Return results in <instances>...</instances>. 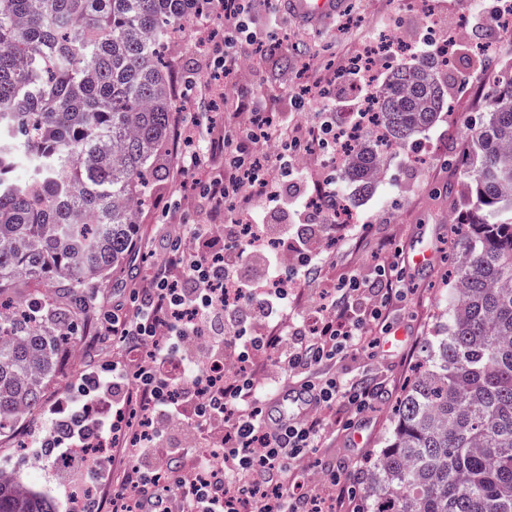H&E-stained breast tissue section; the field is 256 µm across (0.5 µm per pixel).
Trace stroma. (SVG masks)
Returning <instances> with one entry per match:
<instances>
[{"label": "stroma", "mask_w": 512, "mask_h": 512, "mask_svg": "<svg viewBox=\"0 0 512 512\" xmlns=\"http://www.w3.org/2000/svg\"><path fill=\"white\" fill-rule=\"evenodd\" d=\"M476 7V0H435L432 13L427 15L411 0H345L342 12L319 25L308 26L288 13L283 0H276L271 7L263 0H252L248 24L255 44L277 38L282 50L270 59L242 53L228 80L215 71L210 55L201 46L207 35L219 42L224 39L222 23L208 4L167 43L165 54L177 77L194 78L190 98L199 115L200 135L211 131L239 133L258 114L272 117L275 125L287 132L315 125L326 113L334 114L337 124L343 125L351 112L371 96L370 89L360 85L350 69L355 56L380 33L390 32L417 44L425 33L442 36L458 28ZM451 55L450 68L440 75L447 105L434 126L419 137L422 163H413L407 151L400 149L390 155L387 172L373 194L357 200L349 191L337 190L340 202L354 212L356 227L345 242L331 235L320 278L305 285L292 305L295 315L308 314L330 301L335 285L342 280L354 275L375 280L378 269L389 267L398 256H410L415 246L425 244L433 249L431 264L405 270L411 292L405 302L393 306L399 340L392 346H381L374 357L347 355L327 366V373L343 378L372 379L380 384L382 396L361 428L360 445H352L346 433L329 426L317 451L298 471L297 481L304 489H320L322 470L329 466L354 476L361 474L368 458L381 448L392 427L394 408L420 356L421 344L433 334L436 316L444 306L448 292V219L465 210V174L446 165L445 160L462 151L464 132L480 126L489 98L512 81V35L491 21L459 36ZM323 87L328 90L324 96L319 93ZM185 152L183 143H176L170 171L156 187L161 205L141 214L136 253L128 271L111 277L100 288L99 298L104 303L122 299L129 288L141 282L143 275L137 270L141 258H148L154 265L161 262V235L167 225L178 223L183 215L193 224L209 223V209L202 204L194 183L201 173L210 179L223 176L224 155L205 152L198 170L186 171L182 168ZM327 173L324 157H316L299 167L297 176L281 188L285 209L267 207L263 194L256 193L238 197L231 208L225 209L224 218L229 223L256 220L302 224V206L315 200L316 189ZM173 200L180 201V212H165L163 202ZM76 344L80 358L75 360L70 353H63L62 374L48 387L42 409L27 417L12 437L0 440V468L17 465L19 451H26L32 459L27 474L54 498L56 512H71L72 485L59 467L38 464L37 442L47 429L53 408L72 394L84 373L113 353L111 347L101 344L91 327L78 334Z\"/></svg>", "instance_id": "35a3bbf8"}]
</instances>
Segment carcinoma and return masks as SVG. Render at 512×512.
Returning a JSON list of instances; mask_svg holds the SVG:
<instances>
[{
    "instance_id": "cac0c4a2",
    "label": "carcinoma",
    "mask_w": 512,
    "mask_h": 512,
    "mask_svg": "<svg viewBox=\"0 0 512 512\" xmlns=\"http://www.w3.org/2000/svg\"><path fill=\"white\" fill-rule=\"evenodd\" d=\"M208 0H0V437L43 406L91 298L126 267L184 111L161 49ZM444 105L438 65L403 63L345 147L346 181H377L381 142L408 149ZM469 222L448 307L383 447L364 512H512V81L464 133ZM0 512H55L0 470Z\"/></svg>"
}]
</instances>
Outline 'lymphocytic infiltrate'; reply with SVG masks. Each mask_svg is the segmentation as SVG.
I'll return each mask as SVG.
<instances>
[{"instance_id":"1","label":"lymphocytic infiltrate","mask_w":512,"mask_h":512,"mask_svg":"<svg viewBox=\"0 0 512 512\" xmlns=\"http://www.w3.org/2000/svg\"><path fill=\"white\" fill-rule=\"evenodd\" d=\"M226 37L214 48L225 75H232L242 30L244 0H215ZM327 116L309 137L290 141V154L262 163L254 145L277 139L271 119L254 122L237 141L220 137L211 148L239 153L224 176L200 182L210 205L208 224H183L167 237L165 257L142 288L131 289V312L103 310L98 334L129 361L101 365L83 378L67 418L54 420L40 440L65 464L81 449L102 448L127 456L131 465L112 472V512H336V497L352 494L342 471L328 469L318 492L291 491L287 477L318 448L336 405L351 416L346 428L364 423L379 394L365 380L329 376L314 368L353 351L374 354L389 332L388 305L406 297L402 269L381 271L375 287L349 278L340 295L308 323L288 311L290 298L316 276L325 259L322 242L292 237L287 225L264 224L256 244L247 224L224 223V204L244 184L274 188L292 171L289 155L323 145L335 128ZM233 360L237 368L217 372ZM276 360L278 377L258 366ZM300 378L314 395L307 414L272 423L268 395L285 377ZM191 441L167 447L172 423Z\"/></svg>"}]
</instances>
